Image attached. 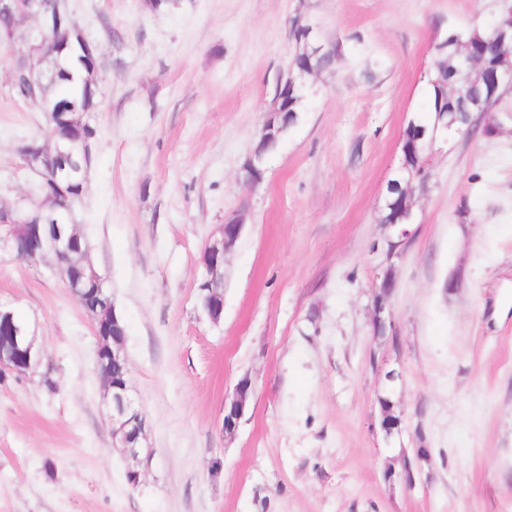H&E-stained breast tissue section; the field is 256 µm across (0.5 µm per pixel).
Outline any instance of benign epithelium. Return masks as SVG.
Returning a JSON list of instances; mask_svg holds the SVG:
<instances>
[{
    "label": "benign epithelium",
    "mask_w": 512,
    "mask_h": 512,
    "mask_svg": "<svg viewBox=\"0 0 512 512\" xmlns=\"http://www.w3.org/2000/svg\"><path fill=\"white\" fill-rule=\"evenodd\" d=\"M502 6L498 12L497 23L493 31V41L496 48L504 52L499 59L489 63L486 60L489 48L484 42L465 40L459 33L451 35L459 64L463 67H475L478 76L474 85L461 87H446L439 92L438 104L435 110L433 128L428 130L418 127L415 122L413 134L407 136L403 143V153L424 155L438 140L448 141V129L460 122L459 111L455 106L456 98L460 97L477 110L490 102L496 101L501 95L502 87L512 86V0H501ZM297 52L287 69L278 75L277 90L268 115L288 118V109L293 105V98L302 94L304 75L314 72L311 61L314 59H333L335 51L323 46H313L310 43L312 28L308 25H296ZM288 129V123L262 125L258 142L252 156L247 160L245 170L254 171L258 176L246 179L250 186L260 183L261 166L265 158V142L270 138L283 135ZM386 209L392 214L389 227L393 229V237L389 239V250L396 252L400 245L410 237L409 226L415 223V214L410 196L406 195L402 202L391 198L386 201ZM33 242L34 254H53L58 265L63 267L70 291L74 294L92 290L102 296L105 291V280L95 271H87L80 267H71V256L83 250L79 234L58 235L48 243L42 242L41 233L31 224L25 225ZM244 228V218L239 213L225 217L220 238L210 242L204 248L202 262L204 270L198 285V297L202 309L208 318L217 323L220 321L224 302L217 299L211 286L224 278L225 255L240 239ZM379 295L375 305V320L377 333L386 331V322L382 313L386 298L393 294L396 281L391 272L384 273L378 285ZM86 313L94 322L95 328L109 327V333H95L96 357L110 359L116 363L126 361L123 351L126 333L120 326L122 316L110 305H84ZM0 333H5L10 339V346L0 350V382L10 378L33 376L42 364V353L35 342V337L29 335L23 324H17L12 317V311L0 308ZM108 394V408L112 420V439L115 447L123 449L127 460L125 477L131 486L140 483L143 468L152 458V451L143 446L146 436L145 420L135 404L126 382H105ZM253 392L252 381L249 377L240 379L230 402L224 403L223 431L233 434L239 427L244 416L250 393Z\"/></svg>",
    "instance_id": "benign-epithelium-1"
}]
</instances>
